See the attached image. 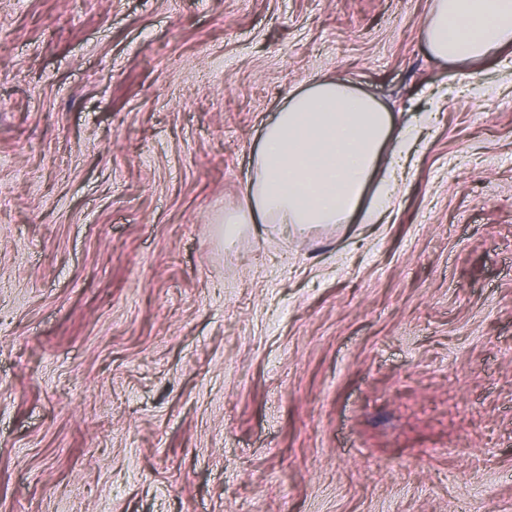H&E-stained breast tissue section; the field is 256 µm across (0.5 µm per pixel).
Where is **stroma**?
<instances>
[{"label":"stroma","instance_id":"obj_1","mask_svg":"<svg viewBox=\"0 0 512 512\" xmlns=\"http://www.w3.org/2000/svg\"><path fill=\"white\" fill-rule=\"evenodd\" d=\"M432 0H0V512H512V55ZM419 130L385 224H230L313 77ZM422 39L437 63L496 57L512 46V0H434Z\"/></svg>","mask_w":512,"mask_h":512}]
</instances>
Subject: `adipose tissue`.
I'll use <instances>...</instances> for the list:
<instances>
[{
    "mask_svg": "<svg viewBox=\"0 0 512 512\" xmlns=\"http://www.w3.org/2000/svg\"><path fill=\"white\" fill-rule=\"evenodd\" d=\"M428 55L460 65L512 47V0H434L422 22ZM413 127L349 81L317 77L267 123L246 188L254 224L385 222L409 172Z\"/></svg>",
    "mask_w": 512,
    "mask_h": 512,
    "instance_id": "obj_1",
    "label": "adipose tissue"
}]
</instances>
